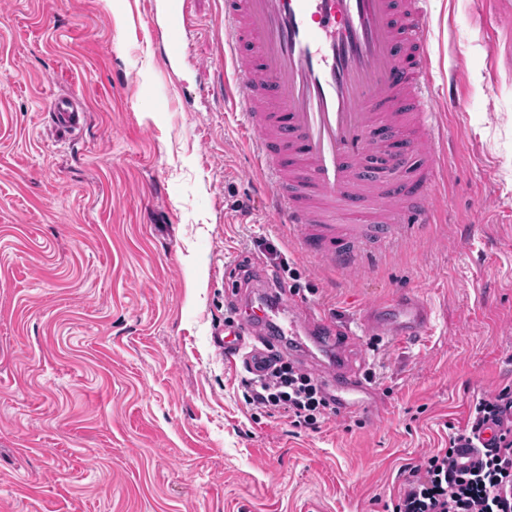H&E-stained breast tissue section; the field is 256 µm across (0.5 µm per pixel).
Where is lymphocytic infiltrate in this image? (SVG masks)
Segmentation results:
<instances>
[{"label": "lymphocytic infiltrate", "instance_id": "f902f5d3", "mask_svg": "<svg viewBox=\"0 0 512 512\" xmlns=\"http://www.w3.org/2000/svg\"><path fill=\"white\" fill-rule=\"evenodd\" d=\"M243 387L246 404L296 428L318 429L336 413L323 382L284 356ZM392 512H512V388L476 397L465 427L409 468Z\"/></svg>", "mask_w": 512, "mask_h": 512}]
</instances>
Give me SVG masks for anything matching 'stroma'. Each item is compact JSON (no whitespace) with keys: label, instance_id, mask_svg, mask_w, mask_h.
<instances>
[{"label":"stroma","instance_id":"stroma-1","mask_svg":"<svg viewBox=\"0 0 512 512\" xmlns=\"http://www.w3.org/2000/svg\"><path fill=\"white\" fill-rule=\"evenodd\" d=\"M151 0H0V512H386L471 402L512 387V0H430L461 108L436 219L359 272L299 254L224 110V0L170 70ZM88 117L56 131L53 96ZM290 261L357 334L368 405L320 429L243 401L214 343ZM251 259L257 277L227 270ZM423 297L427 336L368 311Z\"/></svg>","mask_w":512,"mask_h":512}]
</instances>
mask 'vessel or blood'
<instances>
[{"instance_id":"obj_1","label":"vessel or blood","mask_w":512,"mask_h":512,"mask_svg":"<svg viewBox=\"0 0 512 512\" xmlns=\"http://www.w3.org/2000/svg\"><path fill=\"white\" fill-rule=\"evenodd\" d=\"M151 19L169 64H180L188 0H153ZM431 29L428 0H224V105L302 255L352 271L431 222L449 147ZM50 110L63 132L86 121L72 96ZM430 321L429 308L405 296L376 307L365 327L411 339ZM354 337L320 310L284 316L261 304L225 326L219 344L231 358L312 341L329 354L323 381L346 416L369 392L349 354Z\"/></svg>"}]
</instances>
